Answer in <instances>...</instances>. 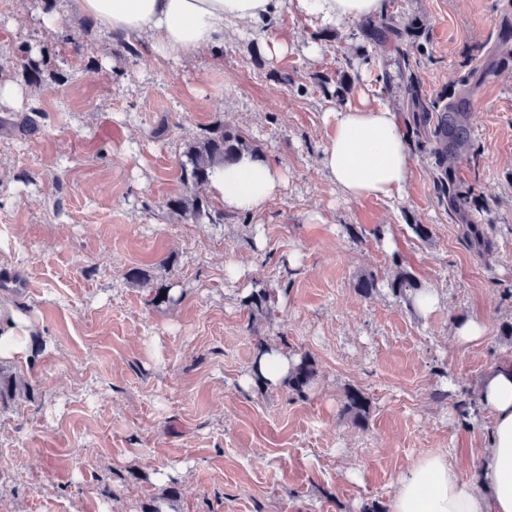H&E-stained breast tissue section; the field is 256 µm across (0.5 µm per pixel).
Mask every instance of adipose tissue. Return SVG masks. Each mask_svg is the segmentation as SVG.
Here are the masks:
<instances>
[{"instance_id":"1","label":"adipose tissue","mask_w":512,"mask_h":512,"mask_svg":"<svg viewBox=\"0 0 512 512\" xmlns=\"http://www.w3.org/2000/svg\"><path fill=\"white\" fill-rule=\"evenodd\" d=\"M69 11L94 18L113 35L146 40L157 60L196 56L224 40L226 30L269 23L284 7L336 26L382 15L387 0H68ZM332 132L320 157L331 183L351 199L392 200L410 178L413 161L398 112L385 105L343 107L327 114ZM275 164L243 155L214 167L208 192L226 211L263 213L280 193ZM479 402L492 414L491 445L479 459V479L462 478L448 453L421 456L398 479L389 512H512V365L481 383Z\"/></svg>"}]
</instances>
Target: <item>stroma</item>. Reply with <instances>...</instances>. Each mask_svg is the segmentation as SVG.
I'll use <instances>...</instances> for the list:
<instances>
[{
  "label": "stroma",
  "mask_w": 512,
  "mask_h": 512,
  "mask_svg": "<svg viewBox=\"0 0 512 512\" xmlns=\"http://www.w3.org/2000/svg\"><path fill=\"white\" fill-rule=\"evenodd\" d=\"M42 9L0 0V55L45 47L67 77L30 86L39 132L0 131V303L32 326L27 359L0 367L34 387L0 406V512H142L171 486L165 512H363L448 449L478 479L491 414L459 405L512 363V64L496 48L512 0H388L348 28L286 10L280 57L234 28L177 63L88 17L62 40ZM466 93L467 150L443 186L435 117ZM379 103L401 116L413 174L396 201L351 200L319 164L324 115ZM219 122L283 188L261 215L196 224L167 202L186 143ZM402 269L437 291L432 312L391 294ZM160 285L179 302L155 306ZM259 286L278 291L271 313L242 303ZM468 319L486 331L462 345ZM260 340L311 354L306 397L257 387ZM351 384L371 399L363 430L340 412Z\"/></svg>",
  "instance_id": "obj_1"
}]
</instances>
